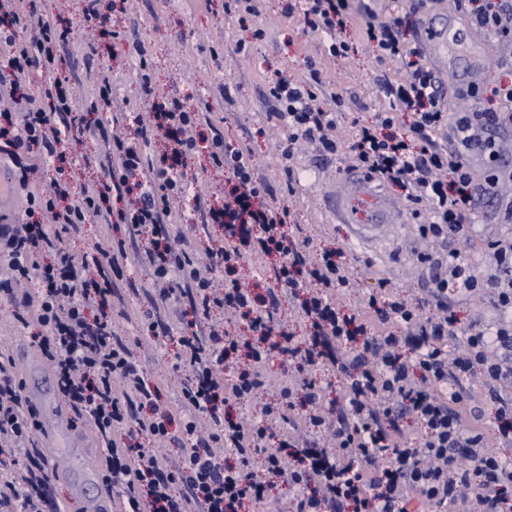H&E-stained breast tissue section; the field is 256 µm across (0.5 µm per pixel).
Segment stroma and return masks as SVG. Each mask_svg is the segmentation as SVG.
<instances>
[{
    "instance_id": "1",
    "label": "stroma",
    "mask_w": 512,
    "mask_h": 512,
    "mask_svg": "<svg viewBox=\"0 0 512 512\" xmlns=\"http://www.w3.org/2000/svg\"><path fill=\"white\" fill-rule=\"evenodd\" d=\"M294 4L295 0H261L259 15H248L240 21L225 15L224 0H125L130 14L119 19L125 28L121 50L90 57L85 38L78 31L62 56L60 68L85 98L91 94L86 81L89 69L101 64L110 67L118 96L134 99L142 94L132 51L139 43L147 51L154 86L177 89L190 104L211 101L213 90L226 85L231 100L214 104V125L227 141L249 140L258 174L270 184L278 200L290 206L295 222L319 228L321 245L342 252L363 288L376 287L379 279L389 278L398 282L406 295L424 294L429 287V272L417 263L416 255L430 245L420 238L416 224H409L405 235L382 256L371 259L353 246L345 225L326 218L323 198L327 190L343 181V153L325 156L311 145L294 146L292 162L304 174L294 193L285 189L277 146L286 141L288 130L271 118L279 109L269 95L271 81L300 80L309 63H316L322 71L324 95L342 99L337 133L346 145L354 122L374 123L378 113L388 106L379 77L394 83L404 78L399 66L380 60L375 44L361 39L355 27L346 31L353 46L350 58L329 59L326 36L305 25ZM241 41L246 44V52L239 55L235 49ZM510 81L512 50L490 49L481 79L473 83L461 80L447 88L446 107L451 112L485 111L492 106L491 90ZM430 247L445 254L451 245L437 242ZM124 329L132 342L149 350V358L142 361L147 375L163 378L169 389H177L183 374L173 367L171 347L155 345L153 337L141 335L135 324H125ZM41 443L47 455L60 450L74 462L69 474L53 486L61 512H84L77 491L87 471L103 459L102 449L92 437L80 447L62 448L46 437Z\"/></svg>"
}]
</instances>
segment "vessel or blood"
Segmentation results:
<instances>
[{
	"mask_svg": "<svg viewBox=\"0 0 512 512\" xmlns=\"http://www.w3.org/2000/svg\"><path fill=\"white\" fill-rule=\"evenodd\" d=\"M422 32L430 60L439 73H446L447 62L452 59L464 63L470 79L478 78L488 44L463 16L453 12L428 17ZM348 181V192L326 196L327 215L348 227L355 246L370 250L386 244L395 237L398 225L407 221L403 209L373 178L352 174ZM20 356L29 367L27 397L41 420L43 432L51 438L73 436L71 416L56 398L53 374L41 370L37 353L30 347H23Z\"/></svg>",
	"mask_w": 512,
	"mask_h": 512,
	"instance_id": "1",
	"label": "vessel or blood"
}]
</instances>
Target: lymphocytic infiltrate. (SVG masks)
Listing matches in <instances>:
<instances>
[{
  "label": "lymphocytic infiltrate",
  "mask_w": 512,
  "mask_h": 512,
  "mask_svg": "<svg viewBox=\"0 0 512 512\" xmlns=\"http://www.w3.org/2000/svg\"><path fill=\"white\" fill-rule=\"evenodd\" d=\"M301 10L326 35L331 57L349 55L343 33L355 19L353 0H302ZM471 17L493 44L512 45V0H481ZM70 34V25L43 19L40 0H0V164L26 193L21 221L0 224V288L34 286L16 299L14 318L38 327L37 345L65 403L103 448L113 512H243L249 503L282 512L265 492L267 478L295 489L292 512H413L425 504L512 512V464L488 448L492 434L512 444V395L502 392L512 384V237L485 241L495 268L475 269L456 250L442 258L420 253L417 262L432 269L426 297L403 296L382 281L346 308L337 297L357 285L350 268L337 250L313 246L288 223L287 206L271 204L251 148L227 142L209 107L172 96L149 117L121 113L133 130L118 134L95 116L112 103V71L102 68L89 113L79 115L58 69ZM361 35L409 75L383 83L389 108L375 124L357 126L352 169L426 206L420 237L471 245L474 175L464 150L470 143L494 149L487 132L512 121V84L495 89V111L450 113L435 74L408 48L399 14L365 22ZM33 67L53 76L37 97L19 91ZM322 85L313 65L299 81L272 83L276 118L288 128L282 159L302 139L336 153L329 135L336 112L322 106ZM444 129L447 145L434 138ZM72 131L103 147L96 191L75 197L68 186L83 159L63 148ZM154 136L168 140L156 157L145 150ZM201 151L224 174V202H196L200 221L187 227L174 205L190 190L185 160ZM92 223L107 232L108 247L84 245ZM120 224L121 237L113 233ZM214 224L221 235H212ZM254 261L264 275L248 284L240 271ZM131 264L149 278L144 289L127 283L145 297L143 335L169 333L171 310L187 317L175 354L185 379L173 408L112 320L123 301L115 278ZM452 289L488 296L495 322L461 320L448 304ZM287 302L305 335L280 319ZM217 310L238 327L213 319ZM458 336L462 349L449 350ZM278 360L293 371L270 398ZM475 373L496 407L490 432L472 417L467 394L447 388ZM330 375L341 379L332 399ZM412 420L419 433L409 429ZM38 428L12 361L0 356V460L26 458L20 471L0 474V512H53L52 474L32 439ZM177 433L187 443L173 457L165 444Z\"/></svg>",
  "instance_id": "obj_1"
}]
</instances>
